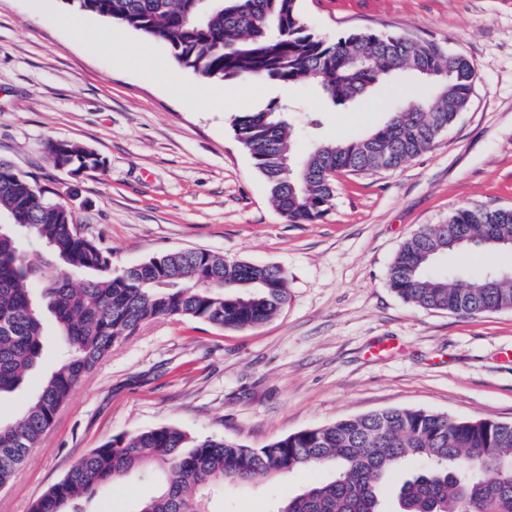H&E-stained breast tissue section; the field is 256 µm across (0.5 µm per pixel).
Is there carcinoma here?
Listing matches in <instances>:
<instances>
[{"mask_svg":"<svg viewBox=\"0 0 512 512\" xmlns=\"http://www.w3.org/2000/svg\"><path fill=\"white\" fill-rule=\"evenodd\" d=\"M87 12L167 44L176 62L210 80L314 83L346 105L402 74L425 76L430 95L407 86L385 123L358 139L320 143L292 159L288 103L275 99L238 113V140L262 175L276 210L313 224L329 210L338 174L397 169L430 150L467 107L475 81L471 61L434 40L365 30L325 40L309 32L300 0H67ZM48 154L76 172L103 160L67 141ZM37 181L0 161V214L21 230L0 231V398L21 388L43 360L47 327L61 345L28 407L0 421V488L7 487L69 401L76 385L142 324L194 320L241 330L275 317L288 302V276L275 265L230 261L206 249L152 256L112 268V252L86 237L72 211L48 201ZM512 246V208L461 207L444 224H428L399 249L389 285L416 306L463 315L512 310V271L463 276L434 267L449 252ZM42 281L40 295L32 282ZM416 462L395 489L401 512H512V423L450 418L388 408L298 431L262 448L224 438H197L176 426L124 433L67 469L30 512H82L79 502L138 469L164 475L135 512H212L224 483L245 484L323 467L331 476L278 501L273 512H384L383 491Z\"/></svg>","mask_w":512,"mask_h":512,"instance_id":"1","label":"carcinoma"}]
</instances>
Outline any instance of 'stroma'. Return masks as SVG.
Returning <instances> with one entry per match:
<instances>
[{
    "label": "stroma",
    "instance_id": "35a3bbf8",
    "mask_svg": "<svg viewBox=\"0 0 512 512\" xmlns=\"http://www.w3.org/2000/svg\"><path fill=\"white\" fill-rule=\"evenodd\" d=\"M305 26L334 39L376 30L434 39L472 61L468 108L433 149L395 170L338 176L313 224L273 206L232 121L246 106L289 99L303 113L294 152L364 136L394 103L384 86L349 106L309 84L254 83L248 102L179 66L169 49L89 13L62 23L65 0H0V160L67 198L83 233L122 269L202 248L282 267L287 306L245 330L161 318L143 324L78 384L11 484L0 512L31 504L92 448L173 425L196 437L260 448L290 433L387 409L512 423V311L464 316L405 302L389 268L420 227L458 207L512 208V0H301ZM78 143L102 169L71 176L46 144ZM58 360L49 344L23 387L0 398L20 414ZM311 468L249 486L228 484L216 512H269L271 502L324 481ZM156 474L98 491L87 512H134Z\"/></svg>",
    "mask_w": 512,
    "mask_h": 512
}]
</instances>
